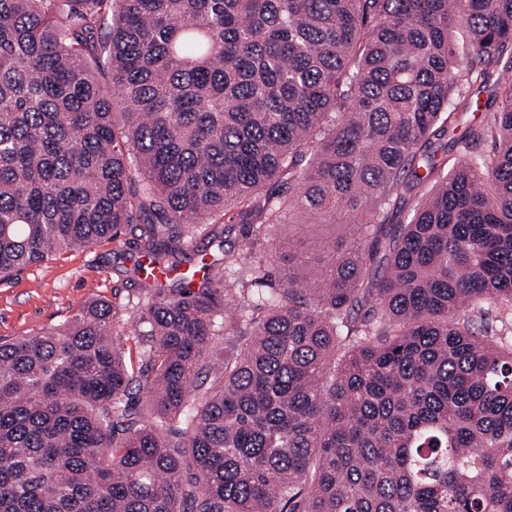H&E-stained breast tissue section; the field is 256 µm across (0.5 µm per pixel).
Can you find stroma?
Returning a JSON list of instances; mask_svg holds the SVG:
<instances>
[{
    "mask_svg": "<svg viewBox=\"0 0 512 512\" xmlns=\"http://www.w3.org/2000/svg\"><path fill=\"white\" fill-rule=\"evenodd\" d=\"M197 244L209 261L228 253L242 266L250 260L252 238L244 224L227 221L208 226ZM133 263L116 242L103 241L25 269L0 283V337L10 339L63 323L93 293L128 298L133 293L128 282Z\"/></svg>",
    "mask_w": 512,
    "mask_h": 512,
    "instance_id": "obj_1",
    "label": "stroma"
}]
</instances>
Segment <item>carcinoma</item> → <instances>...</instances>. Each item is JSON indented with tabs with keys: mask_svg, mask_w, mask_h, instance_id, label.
<instances>
[{
	"mask_svg": "<svg viewBox=\"0 0 512 512\" xmlns=\"http://www.w3.org/2000/svg\"><path fill=\"white\" fill-rule=\"evenodd\" d=\"M231 211L314 234L197 283ZM125 227L137 364L0 341V512H512V0H0V281Z\"/></svg>",
	"mask_w": 512,
	"mask_h": 512,
	"instance_id": "1",
	"label": "carcinoma"
}]
</instances>
